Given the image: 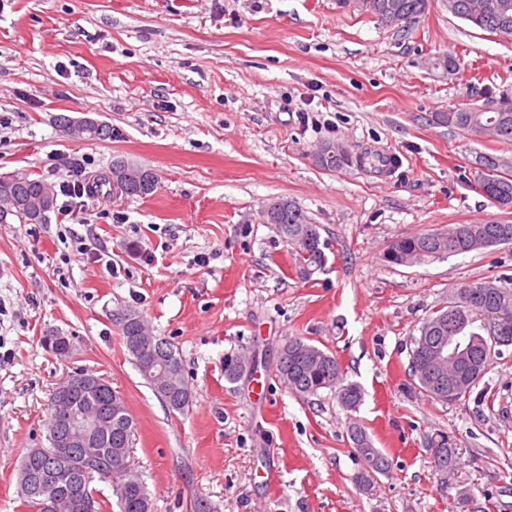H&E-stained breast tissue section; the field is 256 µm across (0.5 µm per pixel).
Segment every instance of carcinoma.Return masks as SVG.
Here are the masks:
<instances>
[{"label": "carcinoma", "mask_w": 512, "mask_h": 512, "mask_svg": "<svg viewBox=\"0 0 512 512\" xmlns=\"http://www.w3.org/2000/svg\"><path fill=\"white\" fill-rule=\"evenodd\" d=\"M353 7L363 14L388 22L389 17L397 15L413 22L421 17L429 7V0H352ZM448 12L466 21L469 25L497 35L512 36V0H446ZM441 122L467 132H488L502 142H512V92L503 90L499 99L481 106L457 108L440 114ZM354 164L366 165L381 170L389 165L387 157L381 154L364 152L351 155L338 149L325 160L318 162L324 169L335 170ZM478 174L468 179V183L482 192L488 199H497L512 204V157L478 153L474 159ZM47 182L36 176H19L13 173H0V223L10 220L20 222L46 220L48 213L56 207V202L45 205L41 202L43 187ZM275 216L273 225L281 238L288 244L310 233L311 242L302 252L296 253V271L303 278L310 272L322 269L327 261L324 242L321 241L319 225L310 221L306 213L295 202L286 198H272L263 207V214ZM448 240H440L438 233L426 232L393 241L386 252L385 260L402 266L407 261L419 262L428 258H444L512 242V223L496 219L470 224H456L448 228ZM504 294L507 303L500 307L504 321L512 322V288L498 285L492 280L464 284L455 289L456 301L467 304L475 300V294ZM130 318L118 322L123 343H128L131 336L150 332L143 316L135 311L128 312ZM443 316V311H435L424 325L435 327ZM497 321L487 315L475 317L468 321L464 334L467 336L469 349L463 360V370L448 368V378L458 381L461 394L472 389L483 378L492 363L494 348L492 337L485 334V326L478 324L480 319ZM441 326V325H439ZM449 323L441 329L425 332L414 338V347L432 344L441 336L448 335ZM154 349L157 350L158 362L153 369H147L138 357H133L134 364L149 385H155L154 373L165 372L168 387L187 384L180 359L173 351L170 342L157 336ZM305 348L308 355L305 360L296 362L288 355L278 358L276 373L279 379L288 382V389L300 396H314L329 390L336 395L339 404L353 410L362 401L359 385L347 382L336 357L323 349L309 344L300 338L286 342V350ZM242 364L236 354L224 355V378L233 383L241 378ZM409 371L417 379L420 389L433 399L437 395L429 388L428 368L410 357ZM99 406L104 416L111 418L112 424L98 436L97 442L86 449V456L79 455L77 448L50 447L37 455L24 457L18 470V485L23 505L31 512H51L47 501L37 492L26 488L31 481H38L54 473L63 480L60 492L68 495L78 489L92 491L91 482L95 477L115 476L120 488L126 493L119 496V512H151L154 501L151 499L140 472L135 469L127 471L119 468L118 462L126 463L130 455V445L134 422L123 398L111 385H106L99 398ZM79 405L59 402L57 395L51 398V415L47 425L49 441L67 434L66 421ZM431 450L435 467L451 469L457 465L456 449L448 446V436L438 434L431 440Z\"/></svg>", "instance_id": "carcinoma-1"}]
</instances>
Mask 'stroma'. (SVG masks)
<instances>
[{
	"instance_id": "1",
	"label": "stroma",
	"mask_w": 512,
	"mask_h": 512,
	"mask_svg": "<svg viewBox=\"0 0 512 512\" xmlns=\"http://www.w3.org/2000/svg\"><path fill=\"white\" fill-rule=\"evenodd\" d=\"M452 55L456 76L436 64ZM512 89V37L430 0L408 29L350 0H0V172L67 178L131 160L159 178L147 196H88L79 218L0 224V512H28L18 468L47 447L50 399L81 369L104 377L134 419L129 461L157 512H512V347L460 399L429 398L409 372L412 340L457 286L512 288V244L409 266L390 243L498 219L463 175L477 153L512 143L435 115ZM91 113L114 137L60 131ZM326 143L390 157V171H329ZM296 201L320 227L327 264L310 279L264 223L269 199ZM112 263L78 254L74 238ZM171 341L192 392L168 411L135 367L117 313ZM71 337L70 357L46 336ZM298 337L359 384L357 410L333 392L300 397L276 375ZM254 370L224 378V356ZM365 428L389 459L366 485L348 435ZM461 459L436 470L431 438Z\"/></svg>"
}]
</instances>
